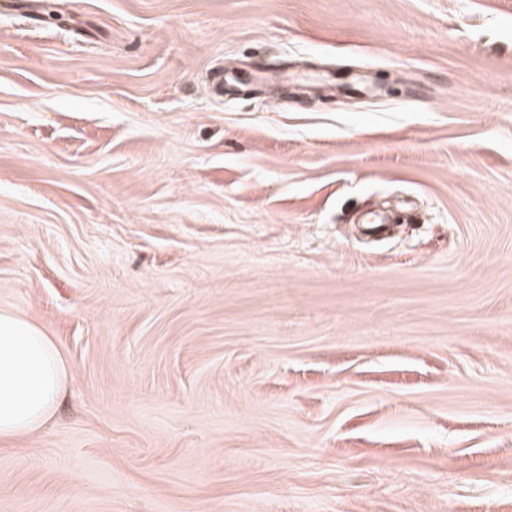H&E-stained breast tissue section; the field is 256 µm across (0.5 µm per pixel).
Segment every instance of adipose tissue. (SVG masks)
<instances>
[{
    "label": "adipose tissue",
    "mask_w": 512,
    "mask_h": 512,
    "mask_svg": "<svg viewBox=\"0 0 512 512\" xmlns=\"http://www.w3.org/2000/svg\"><path fill=\"white\" fill-rule=\"evenodd\" d=\"M69 377L59 348L24 316L0 309V440L44 427Z\"/></svg>",
    "instance_id": "ef3b65f1"
}]
</instances>
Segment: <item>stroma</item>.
Here are the masks:
<instances>
[{
  "mask_svg": "<svg viewBox=\"0 0 512 512\" xmlns=\"http://www.w3.org/2000/svg\"><path fill=\"white\" fill-rule=\"evenodd\" d=\"M0 309V512H512V0L0 12ZM69 377L59 348L24 316L0 309V440L44 427Z\"/></svg>",
  "mask_w": 512,
  "mask_h": 512,
  "instance_id": "35a3bbf8",
  "label": "stroma"
}]
</instances>
